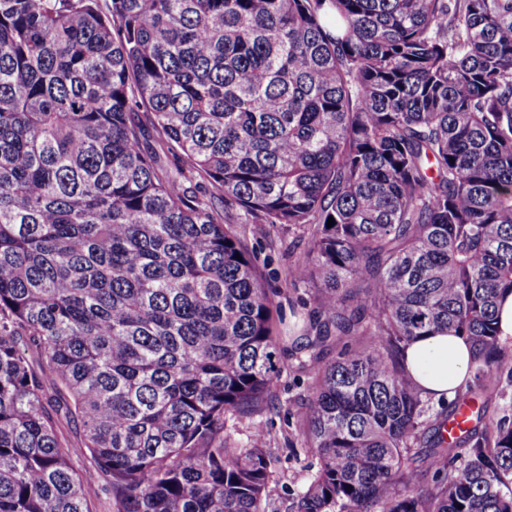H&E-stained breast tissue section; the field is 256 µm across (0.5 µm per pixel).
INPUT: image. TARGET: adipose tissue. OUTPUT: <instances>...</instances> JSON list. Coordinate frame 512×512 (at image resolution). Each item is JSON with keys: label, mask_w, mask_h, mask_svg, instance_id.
Segmentation results:
<instances>
[{"label": "adipose tissue", "mask_w": 512, "mask_h": 512, "mask_svg": "<svg viewBox=\"0 0 512 512\" xmlns=\"http://www.w3.org/2000/svg\"><path fill=\"white\" fill-rule=\"evenodd\" d=\"M473 352L460 336L435 334L409 342L403 352L406 371L423 397L453 399L465 387Z\"/></svg>", "instance_id": "adipose-tissue-1"}]
</instances>
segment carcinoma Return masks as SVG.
Returning <instances> with one entry per match:
<instances>
[{
    "label": "carcinoma",
    "mask_w": 512,
    "mask_h": 512,
    "mask_svg": "<svg viewBox=\"0 0 512 512\" xmlns=\"http://www.w3.org/2000/svg\"><path fill=\"white\" fill-rule=\"evenodd\" d=\"M248 224L318 287L289 512H512V0H0V512H90L56 414L112 512H266ZM441 331L477 355L438 411L402 353ZM56 430L61 446L81 480L84 496L93 512H111L112 506L104 491L105 480L73 423L64 417L56 419Z\"/></svg>",
    "instance_id": "cac0c4a2"
}]
</instances>
